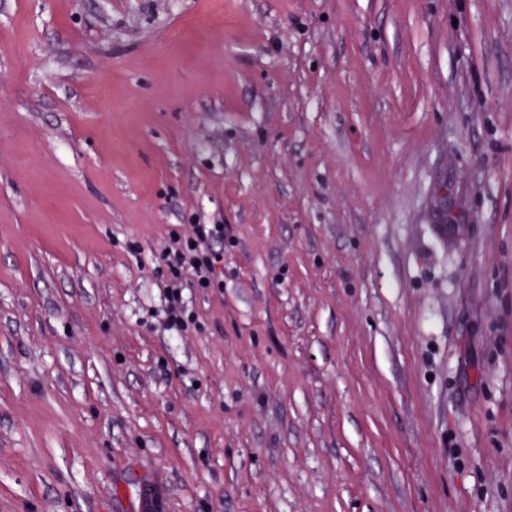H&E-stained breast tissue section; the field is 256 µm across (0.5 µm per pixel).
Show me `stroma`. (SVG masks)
Masks as SVG:
<instances>
[{
    "label": "stroma",
    "mask_w": 512,
    "mask_h": 512,
    "mask_svg": "<svg viewBox=\"0 0 512 512\" xmlns=\"http://www.w3.org/2000/svg\"><path fill=\"white\" fill-rule=\"evenodd\" d=\"M151 498L512 512V0H0V512ZM185 233L172 231L169 245L160 259L164 263L168 297L166 325L185 332L195 322L183 302L182 291L186 276H192L193 288L208 291L224 287V226L220 224H184Z\"/></svg>",
    "instance_id": "35a3bbf8"
}]
</instances>
